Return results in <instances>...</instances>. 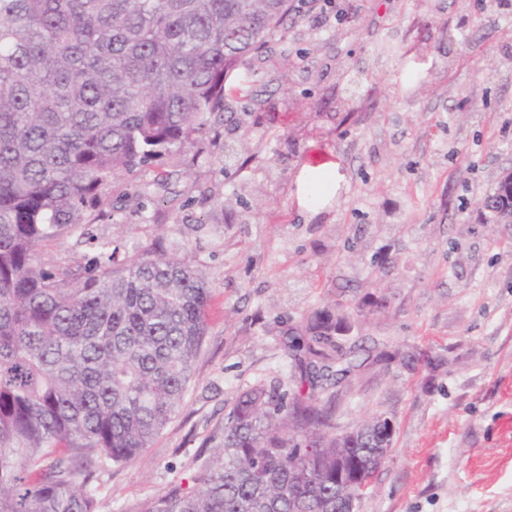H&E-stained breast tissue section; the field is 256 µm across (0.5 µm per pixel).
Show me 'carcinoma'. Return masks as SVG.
<instances>
[{"mask_svg":"<svg viewBox=\"0 0 512 512\" xmlns=\"http://www.w3.org/2000/svg\"><path fill=\"white\" fill-rule=\"evenodd\" d=\"M288 0H0V512H98L96 472L137 460L182 407L210 288L188 256L75 269L40 247L85 224L112 176L180 148L224 110V83L283 25ZM339 313L288 344L296 388L241 391L213 459L146 512H348L352 475L392 435L352 429Z\"/></svg>","mask_w":512,"mask_h":512,"instance_id":"obj_1","label":"carcinoma"}]
</instances>
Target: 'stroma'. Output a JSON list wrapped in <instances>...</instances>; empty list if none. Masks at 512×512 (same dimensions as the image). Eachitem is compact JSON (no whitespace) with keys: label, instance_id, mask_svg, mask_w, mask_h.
I'll return each mask as SVG.
<instances>
[{"label":"stroma","instance_id":"obj_1","mask_svg":"<svg viewBox=\"0 0 512 512\" xmlns=\"http://www.w3.org/2000/svg\"><path fill=\"white\" fill-rule=\"evenodd\" d=\"M290 13L223 112L158 167L112 178L102 217L42 248L77 266L108 237L190 254L211 290L184 407L134 463L103 471L101 512H145L188 476L240 390L294 385L286 345L315 309L349 316L363 365L336 426L395 432L359 512H512V224L483 196L512 168V6L337 0ZM405 60L383 55L384 45ZM336 183L303 199L305 172ZM417 362H373L381 351Z\"/></svg>","mask_w":512,"mask_h":512}]
</instances>
